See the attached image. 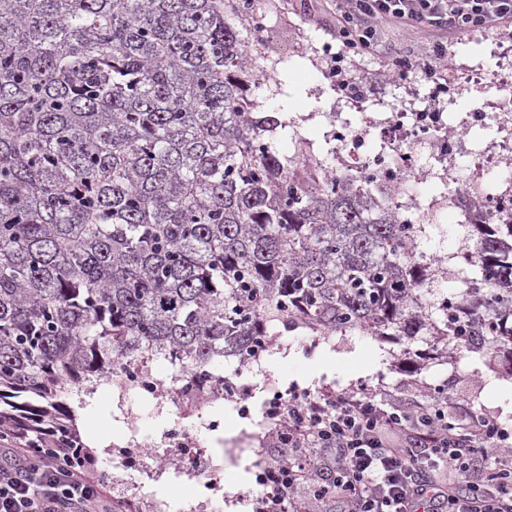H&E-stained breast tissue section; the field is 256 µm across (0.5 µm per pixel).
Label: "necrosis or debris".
<instances>
[{
  "mask_svg": "<svg viewBox=\"0 0 512 512\" xmlns=\"http://www.w3.org/2000/svg\"><path fill=\"white\" fill-rule=\"evenodd\" d=\"M459 92V86L454 83L433 84L427 88V105L415 111L383 112L379 117L368 118L361 126L351 125L338 116L331 121L328 138L335 142L337 150L346 152V168L371 184L402 195L409 182L425 174L449 183L446 198L428 206L403 202L399 209L401 223L434 222L437 212L444 208L456 212L462 225L478 224L489 217L499 220L512 214V183L485 179L494 169L512 164V113L476 107L457 120L452 112L433 108V101L457 96ZM492 123L501 129L502 140L480 149L472 148L471 133ZM459 157L468 158L467 169L474 177L471 186L463 192L455 188L458 178L452 165ZM156 362L153 355L123 362L115 384L119 401L132 398L158 408L172 406L178 411V419L162 432L155 466L147 465L143 443L130 435L106 448L111 464L98 469L96 477L112 482V470L116 467L127 473L149 471L156 477L168 474L193 490L204 489L216 498H223V486L211 479V458L185 421L200 417L207 429L223 430V422L204 419L203 414L207 406L225 398L235 400L241 419H251V393L245 385L213 369L197 379L180 369L163 378L155 370Z\"/></svg>",
  "mask_w": 512,
  "mask_h": 512,
  "instance_id": "necrosis-or-debris-1",
  "label": "necrosis or debris"
}]
</instances>
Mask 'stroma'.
Returning a JSON list of instances; mask_svg holds the SVG:
<instances>
[{
	"mask_svg": "<svg viewBox=\"0 0 512 512\" xmlns=\"http://www.w3.org/2000/svg\"><path fill=\"white\" fill-rule=\"evenodd\" d=\"M255 7L270 48L259 64L279 81L260 98V111L300 118L304 136L318 145L324 142L329 114L340 111L352 124H361V113L343 108L320 64L324 47H341L332 36L336 21L332 0H255ZM511 49L512 34L505 30L480 29L449 36V63L439 78L461 84L466 70L476 68L490 87L500 82ZM349 67L352 76L365 84L366 98L385 100L399 111L420 106L424 94L421 80L397 81L389 71L386 54L355 58ZM221 367L226 377L250 386L253 420L243 423L234 402L227 400L211 409L224 422L222 434H213L196 421L190 429L200 445L209 449L224 487L252 499L262 495V488L240 480L237 471L265 455L259 438L262 409L276 389L349 393L366 388L389 407L402 409L410 402L427 404L429 389L444 383L448 386V411L456 419L481 414L512 427V366L490 370L477 353L441 358L425 340L411 343L357 331L317 337L299 328L282 333L259 365L246 368L229 358ZM492 379L497 382L493 388L488 385ZM112 392L111 385L99 386L82 414L80 434L93 433L108 441L127 434V419Z\"/></svg>",
	"mask_w": 512,
	"mask_h": 512,
	"instance_id": "stroma-1",
	"label": "stroma"
}]
</instances>
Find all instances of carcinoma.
I'll list each match as a JSON object with an SVG mask.
<instances>
[{
  "instance_id": "cac0c4a2",
  "label": "carcinoma",
  "mask_w": 512,
  "mask_h": 512,
  "mask_svg": "<svg viewBox=\"0 0 512 512\" xmlns=\"http://www.w3.org/2000/svg\"><path fill=\"white\" fill-rule=\"evenodd\" d=\"M246 10L0 0V435L92 466L70 402L117 365L163 353L199 377L277 326L512 363V220L468 225L487 288L443 312L396 195L274 146Z\"/></svg>"
}]
</instances>
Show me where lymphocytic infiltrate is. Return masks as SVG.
Instances as JSON below:
<instances>
[{
    "mask_svg": "<svg viewBox=\"0 0 512 512\" xmlns=\"http://www.w3.org/2000/svg\"><path fill=\"white\" fill-rule=\"evenodd\" d=\"M336 37L346 51L374 54L383 28L453 34L512 26V0H335ZM448 58L443 42L425 57L394 53L398 75L431 79ZM292 455L273 481L279 512L300 485L334 475L342 512H512V429L478 416L449 422L439 406L391 411L371 393L291 396ZM86 469L0 437V512H112Z\"/></svg>",
    "mask_w": 512,
    "mask_h": 512,
    "instance_id": "lymphocytic-infiltrate-1",
    "label": "lymphocytic infiltrate"
}]
</instances>
